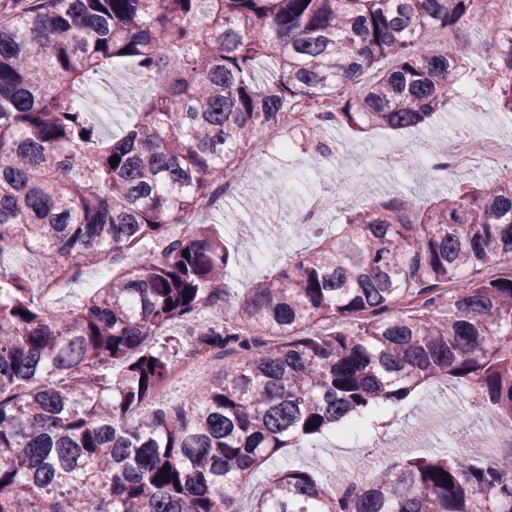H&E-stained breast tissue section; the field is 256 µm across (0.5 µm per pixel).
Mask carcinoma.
<instances>
[{"mask_svg": "<svg viewBox=\"0 0 512 512\" xmlns=\"http://www.w3.org/2000/svg\"><path fill=\"white\" fill-rule=\"evenodd\" d=\"M473 2L31 0L0 20V512H241L240 486L281 449L374 426L438 379L473 388L512 442V168L427 207L352 209L334 231L313 228L233 322L154 342L224 302L231 261L212 228L170 238L168 226L296 100L319 112L342 86L336 122L356 131L428 123L478 51L464 34ZM427 28L444 43L418 54ZM486 42L512 114V26ZM121 62L152 94L105 139L88 87ZM248 210L270 225L262 199ZM14 248L39 252L51 279L108 255L121 269L78 310L50 311L1 261ZM189 345L224 359L217 380L146 409ZM249 512H512V450L403 458L361 485L341 467L325 479L286 467Z\"/></svg>", "mask_w": 512, "mask_h": 512, "instance_id": "obj_1", "label": "carcinoma"}]
</instances>
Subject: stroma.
<instances>
[{
    "label": "stroma",
    "mask_w": 512,
    "mask_h": 512,
    "mask_svg": "<svg viewBox=\"0 0 512 512\" xmlns=\"http://www.w3.org/2000/svg\"><path fill=\"white\" fill-rule=\"evenodd\" d=\"M500 75V61L495 50L463 59L458 85L470 88L478 98L477 104H470L469 96L455 95L448 111L437 113L424 127L396 132L377 129L364 134L355 133L343 124L324 128L321 138L335 152L331 159L316 153L305 131L286 133L284 144L273 146L268 154L260 156L252 171L241 173L238 195L226 199L223 206L211 210L206 218L207 224L224 229L228 246H235L238 240L243 239L248 241L249 247L239 251L235 262L230 263L227 269L228 293L223 305L202 309L199 321L220 323L232 318L254 282L285 263L289 255L311 245L308 234L297 231L295 227L301 199L289 195V184L298 183L309 191L335 194L337 206L324 216L323 221L341 224L350 207L386 200L394 186L405 198L426 205L448 190L474 183L492 184L499 180V173L477 165L433 182L411 180L403 169L395 168L376 184L372 195H364L361 189L366 172L375 168L379 155L392 147L401 148L409 143L426 146L432 140L453 135L464 138L511 133L512 114L507 113L498 100ZM345 162L350 165L347 178H335V166ZM250 196L266 199L274 221L279 225L278 231L251 223L242 207L243 199ZM0 259L26 273L32 286L42 289L45 303L57 309L79 307L91 289L104 286L112 276L111 271L90 264L83 268L78 278L69 282L67 288L48 293L44 290L42 266L36 257L17 249L6 252ZM220 368L221 363L217 360L208 363L201 371L186 363H178L156 396L155 405L177 403L187 391L211 382ZM472 396L471 390L445 381L427 383L400 405L388 409L383 415V426L368 430L365 438L349 440L330 433L301 447L285 449L244 484L242 498L247 501L260 495L271 472L287 465L303 467L321 477L341 466L369 480L398 453L409 457H431L446 451L459 460H467L470 450L455 443L448 432L449 423L463 418L467 420L472 434L484 433L491 437L496 436L500 427L493 414L470 405Z\"/></svg>",
    "instance_id": "stroma-1"
}]
</instances>
